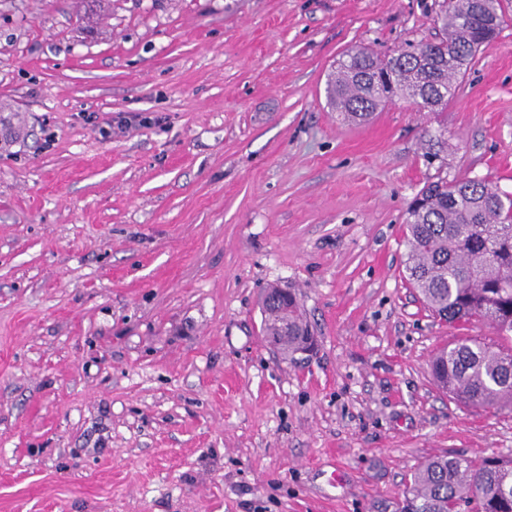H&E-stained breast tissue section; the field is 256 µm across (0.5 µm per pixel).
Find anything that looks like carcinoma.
Here are the masks:
<instances>
[{
    "instance_id": "1",
    "label": "carcinoma",
    "mask_w": 512,
    "mask_h": 512,
    "mask_svg": "<svg viewBox=\"0 0 512 512\" xmlns=\"http://www.w3.org/2000/svg\"><path fill=\"white\" fill-rule=\"evenodd\" d=\"M499 12L500 0H443L438 40L383 56L348 51L329 83L331 103L359 123L396 97L446 110L476 52L498 35L490 20ZM407 230V277L427 307L450 324L483 321L512 341V195L485 181L440 177L416 194ZM264 312L267 332L288 320L279 348L294 357L309 333L296 296L288 310L266 303ZM430 372L456 401L512 413V346L462 337L435 355ZM405 494L401 512H512V459L438 456L414 473Z\"/></svg>"
}]
</instances>
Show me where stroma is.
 I'll return each instance as SVG.
<instances>
[{"instance_id":"35a3bbf8","label":"stroma","mask_w":512,"mask_h":512,"mask_svg":"<svg viewBox=\"0 0 512 512\" xmlns=\"http://www.w3.org/2000/svg\"><path fill=\"white\" fill-rule=\"evenodd\" d=\"M437 3L0 0V512H397L432 457H512L429 372L499 335L405 279L425 182L512 194V0L447 110L326 100ZM272 285L316 355L266 340ZM267 294L272 295L276 299H279V296H290H288V316L285 323V330H288V337L283 338L278 347L286 356L292 359L296 353L306 356L312 355L317 350L318 346L315 336H307L305 342L302 344L303 349L298 351L302 336H304L305 333L311 334V332L304 322L296 296L291 291H288L287 288L274 287L268 288Z\"/></svg>"}]
</instances>
